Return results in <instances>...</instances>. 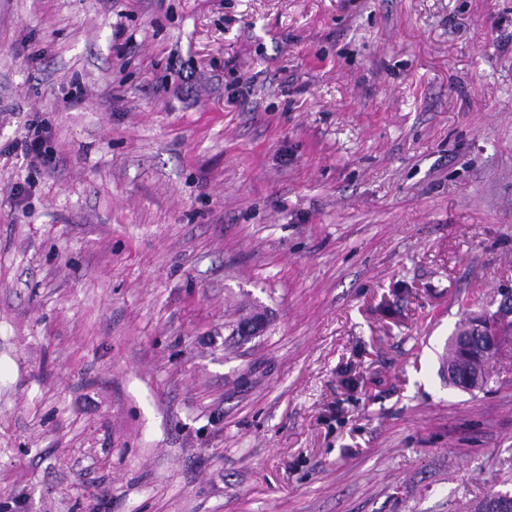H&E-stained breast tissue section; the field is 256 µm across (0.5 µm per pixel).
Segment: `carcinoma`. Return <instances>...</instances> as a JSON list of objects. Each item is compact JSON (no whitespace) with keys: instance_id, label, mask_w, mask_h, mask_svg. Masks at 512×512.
Listing matches in <instances>:
<instances>
[{"instance_id":"obj_1","label":"carcinoma","mask_w":512,"mask_h":512,"mask_svg":"<svg viewBox=\"0 0 512 512\" xmlns=\"http://www.w3.org/2000/svg\"><path fill=\"white\" fill-rule=\"evenodd\" d=\"M481 341L482 333L471 321L461 325L448 339L449 383L465 390L480 389L488 383L490 362L497 351L483 350Z\"/></svg>"}]
</instances>
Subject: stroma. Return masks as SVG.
Here are the masks:
<instances>
[{"mask_svg":"<svg viewBox=\"0 0 512 512\" xmlns=\"http://www.w3.org/2000/svg\"><path fill=\"white\" fill-rule=\"evenodd\" d=\"M510 293L512 0H0L5 512L512 491ZM49 129L43 125L30 124L27 134L20 143L21 152L30 165L45 164L49 159ZM482 335L473 321H469L448 339L446 367L449 383L465 390L481 389L488 383L490 362L497 355L499 345L494 351L486 352L481 345ZM462 337L467 345L462 344Z\"/></svg>","mask_w":512,"mask_h":512,"instance_id":"obj_1","label":"stroma"}]
</instances>
